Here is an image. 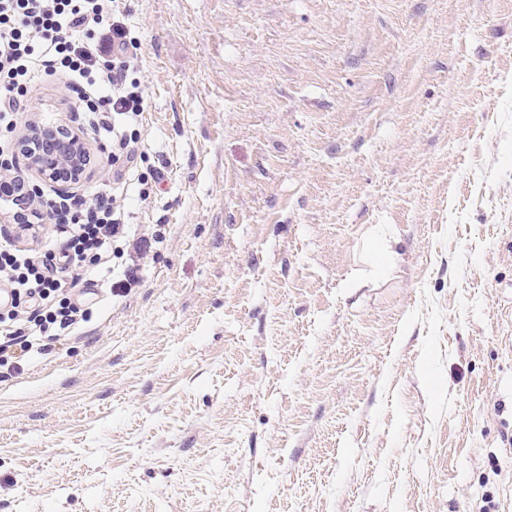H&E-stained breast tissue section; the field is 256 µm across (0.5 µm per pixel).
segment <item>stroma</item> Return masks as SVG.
I'll return each instance as SVG.
<instances>
[{
  "label": "stroma",
  "instance_id": "1",
  "mask_svg": "<svg viewBox=\"0 0 512 512\" xmlns=\"http://www.w3.org/2000/svg\"><path fill=\"white\" fill-rule=\"evenodd\" d=\"M115 19L145 162L114 184L58 76L17 125L81 133L130 233L0 367V512H512V0Z\"/></svg>",
  "mask_w": 512,
  "mask_h": 512
}]
</instances>
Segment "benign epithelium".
Masks as SVG:
<instances>
[{
    "instance_id": "obj_1",
    "label": "benign epithelium",
    "mask_w": 512,
    "mask_h": 512,
    "mask_svg": "<svg viewBox=\"0 0 512 512\" xmlns=\"http://www.w3.org/2000/svg\"><path fill=\"white\" fill-rule=\"evenodd\" d=\"M23 140L29 145L20 148L19 156L42 178L59 182L65 188L81 176L84 148L68 127L59 126L48 136L42 129L32 126Z\"/></svg>"
}]
</instances>
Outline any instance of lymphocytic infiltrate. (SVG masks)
<instances>
[{
	"instance_id": "obj_1",
	"label": "lymphocytic infiltrate",
	"mask_w": 512,
	"mask_h": 512,
	"mask_svg": "<svg viewBox=\"0 0 512 512\" xmlns=\"http://www.w3.org/2000/svg\"><path fill=\"white\" fill-rule=\"evenodd\" d=\"M113 0H0V201L31 210L32 231L43 232L38 248L19 247L0 237V346L32 349L19 325L20 305L30 314L68 331L79 323L72 302L77 278L109 258L125 228L112 214L111 191L64 203L45 199L40 185L18 190L10 157L13 134L32 84L56 74L75 84L78 109L87 125L110 147L107 161L116 174L137 162V133L117 129L113 119L135 122L143 96L126 88V63L133 41L114 22Z\"/></svg>"
}]
</instances>
